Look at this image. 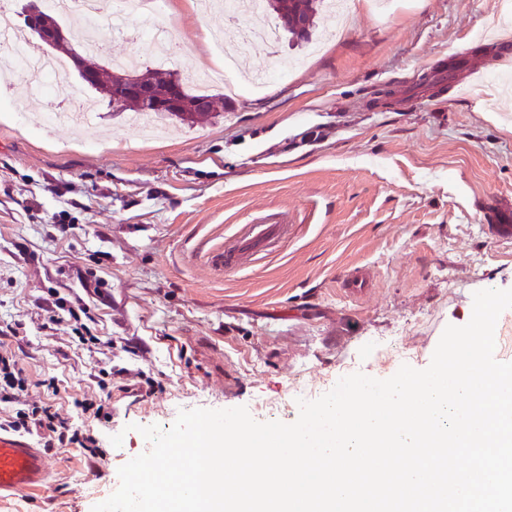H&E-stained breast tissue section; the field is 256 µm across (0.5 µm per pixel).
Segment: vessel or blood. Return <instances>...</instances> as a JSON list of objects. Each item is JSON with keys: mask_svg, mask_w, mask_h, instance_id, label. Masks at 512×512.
I'll list each match as a JSON object with an SVG mask.
<instances>
[{"mask_svg": "<svg viewBox=\"0 0 512 512\" xmlns=\"http://www.w3.org/2000/svg\"><path fill=\"white\" fill-rule=\"evenodd\" d=\"M286 233L277 215L256 224L242 225L231 247L209 256L217 270H234L270 254ZM49 472L40 448L29 438L0 431V493L34 490L47 484Z\"/></svg>", "mask_w": 512, "mask_h": 512, "instance_id": "b4317fda", "label": "vessel or blood"}]
</instances>
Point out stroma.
I'll list each match as a JSON object with an SVG mask.
<instances>
[{
	"label": "stroma",
	"instance_id": "stroma-1",
	"mask_svg": "<svg viewBox=\"0 0 512 512\" xmlns=\"http://www.w3.org/2000/svg\"><path fill=\"white\" fill-rule=\"evenodd\" d=\"M102 7L111 30L112 0ZM351 7L343 35L316 52L287 38L250 51L253 69L301 67L152 139L76 74L52 102L98 100L108 134L93 145L26 124V80L0 89V353L33 382L56 378L61 415L104 453L93 468L72 449L48 452L47 485L0 498V512H92L150 450L140 427H170L180 410L273 401L291 424L295 382L425 369L444 329L469 322L475 292L512 289V50L500 42L512 15L502 0ZM165 14L170 70H223L211 35L233 44L243 20L195 0H165ZM154 23L124 16L108 55L153 68L131 35ZM456 59L480 72L472 90L435 86ZM271 213L288 225L271 254L234 273L211 267L209 252ZM354 271L367 286L347 297L339 285ZM98 279L102 294L84 292ZM54 291L83 304L51 329L39 306ZM392 342L403 359L388 356ZM121 367L159 390L110 401V419L84 415L77 400Z\"/></svg>",
	"mask_w": 512,
	"mask_h": 512
}]
</instances>
